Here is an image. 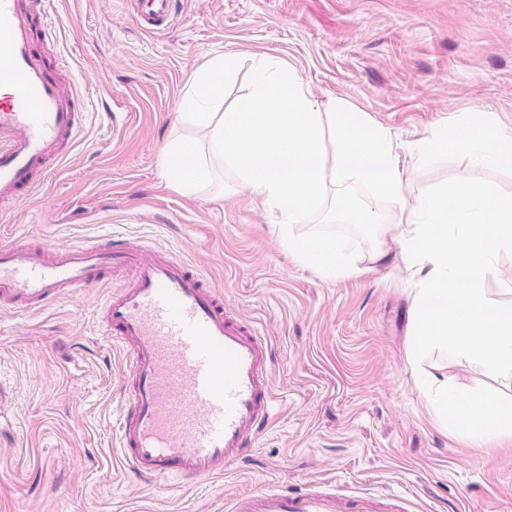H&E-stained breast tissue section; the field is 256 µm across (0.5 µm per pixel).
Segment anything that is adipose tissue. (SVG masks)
Listing matches in <instances>:
<instances>
[{
    "instance_id": "ef3b65f1",
    "label": "adipose tissue",
    "mask_w": 512,
    "mask_h": 512,
    "mask_svg": "<svg viewBox=\"0 0 512 512\" xmlns=\"http://www.w3.org/2000/svg\"><path fill=\"white\" fill-rule=\"evenodd\" d=\"M422 396L440 423L478 443L512 442V396L481 388H463L445 377L427 375L419 382Z\"/></svg>"
}]
</instances>
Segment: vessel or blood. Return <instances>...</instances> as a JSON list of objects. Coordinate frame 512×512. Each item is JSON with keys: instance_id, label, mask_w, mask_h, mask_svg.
Listing matches in <instances>:
<instances>
[{"instance_id": "vessel-or-blood-1", "label": "vessel or blood", "mask_w": 512, "mask_h": 512, "mask_svg": "<svg viewBox=\"0 0 512 512\" xmlns=\"http://www.w3.org/2000/svg\"><path fill=\"white\" fill-rule=\"evenodd\" d=\"M143 30L164 29L177 0H135ZM41 0H0V201H18L64 155L81 124L77 96L35 54ZM123 275L100 311L126 357L118 424L129 474L210 480L271 423L277 402L267 343L224 305L221 289L175 257L118 239L51 248L0 241V305L29 312ZM232 512H375L367 498L266 487Z\"/></svg>"}]
</instances>
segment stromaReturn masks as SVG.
<instances>
[{
	"label": "stroma",
	"instance_id": "obj_1",
	"mask_svg": "<svg viewBox=\"0 0 512 512\" xmlns=\"http://www.w3.org/2000/svg\"><path fill=\"white\" fill-rule=\"evenodd\" d=\"M53 40L36 52L81 102L61 170L0 211V236L31 244L123 237L185 260L224 290L272 346L273 424L223 477L184 484L131 478L118 448L122 356L85 288L36 313L0 306V512H228L279 482L384 500L406 512H512V444L475 445L442 427L417 388L422 371L465 387L475 363L415 361L411 285L398 248L357 275L326 280L279 242L242 190L189 197L164 172L188 78L210 59L287 63L319 101L346 100L388 129L405 166L414 143L464 112L512 130V0H182L160 33L125 0H44ZM512 193V175L466 161L418 169L417 198L450 178Z\"/></svg>",
	"mask_w": 512,
	"mask_h": 512
}]
</instances>
